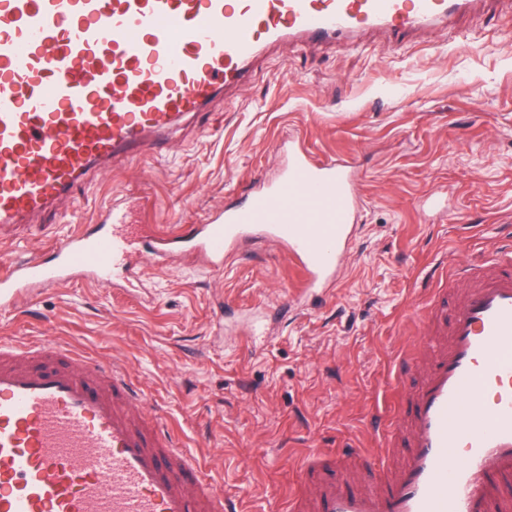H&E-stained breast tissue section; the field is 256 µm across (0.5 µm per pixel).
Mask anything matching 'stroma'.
<instances>
[{
  "label": "stroma",
  "instance_id": "obj_1",
  "mask_svg": "<svg viewBox=\"0 0 512 512\" xmlns=\"http://www.w3.org/2000/svg\"><path fill=\"white\" fill-rule=\"evenodd\" d=\"M352 159L362 202L336 287L304 294L281 249L246 245L215 270L192 255L137 286L78 274L0 308V339L121 364L239 512H286L311 454L374 448L396 421L400 356L424 341L441 266L512 236V6L394 38L369 32L268 50L250 81L178 125L163 153L90 172L0 245L46 249L131 205L153 236L203 224L275 180L284 143ZM448 198L443 214L418 202Z\"/></svg>",
  "mask_w": 512,
  "mask_h": 512
}]
</instances>
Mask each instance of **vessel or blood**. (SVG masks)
I'll use <instances>...</instances> for the list:
<instances>
[{"instance_id": "vessel-or-blood-1", "label": "vessel or blood", "mask_w": 512, "mask_h": 512, "mask_svg": "<svg viewBox=\"0 0 512 512\" xmlns=\"http://www.w3.org/2000/svg\"><path fill=\"white\" fill-rule=\"evenodd\" d=\"M482 0H0V224L71 193L94 168L159 150L187 116L240 85L280 43L409 35ZM278 179L241 207L151 244L172 264L197 252L221 266L242 243L283 247L312 293L334 281L360 200L349 164L289 144ZM126 207L56 241L49 257L0 252V306L74 271L109 282L127 270ZM454 300L429 303L427 366L400 392L386 446L400 465L381 492L303 474L290 512H495L512 475V242L456 267ZM126 372L41 339L0 343V512H235L175 436L139 409ZM329 470L372 461L320 455Z\"/></svg>"}]
</instances>
